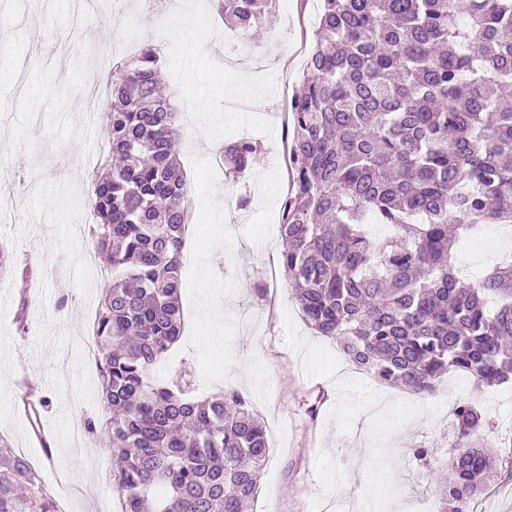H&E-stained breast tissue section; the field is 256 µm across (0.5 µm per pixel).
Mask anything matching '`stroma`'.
I'll list each match as a JSON object with an SVG mask.
<instances>
[{
  "mask_svg": "<svg viewBox=\"0 0 512 512\" xmlns=\"http://www.w3.org/2000/svg\"><path fill=\"white\" fill-rule=\"evenodd\" d=\"M123 24L96 20L92 0H0V437L28 457L60 512H117L112 453L73 434L103 415L100 375L84 364L105 277L95 254L89 175L105 148L100 112L113 62L159 52L175 97L189 226L183 332L156 378L186 382L190 396L241 391L267 426L269 458L254 507L261 512H435L438 466L449 454L452 409L476 404L484 437L506 473L473 512H512V382L477 387L463 374L435 391L383 393L336 344L303 321L278 268L280 202L289 186L283 102L305 79L321 0H278L261 31L242 38L215 0H122ZM261 145L234 178L215 167L226 142ZM250 204L238 209L239 196ZM485 247L458 240L456 261L478 279L512 254V237L484 228ZM276 283L275 294L253 291ZM46 398L38 425L24 400ZM316 415H309L310 406ZM425 446L427 456L415 455ZM388 488L378 497V484Z\"/></svg>",
  "mask_w": 512,
  "mask_h": 512,
  "instance_id": "stroma-1",
  "label": "stroma"
}]
</instances>
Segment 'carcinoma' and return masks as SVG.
Masks as SVG:
<instances>
[{"label":"carcinoma","mask_w":512,"mask_h":512,"mask_svg":"<svg viewBox=\"0 0 512 512\" xmlns=\"http://www.w3.org/2000/svg\"><path fill=\"white\" fill-rule=\"evenodd\" d=\"M274 0H217L253 33ZM317 40L289 107L292 189L279 263L300 312L378 383L421 394L446 374L512 381V263L473 282L455 240L512 224V0H322ZM161 61L112 76L108 157L89 189L110 268L95 339L110 417L85 421L112 450L121 512H246L269 455L265 422L237 390L197 400L153 376L182 331L186 179ZM258 145L224 146L248 172ZM438 512H468L495 477L486 419L453 409ZM0 512H58L31 463L0 438Z\"/></svg>","instance_id":"obj_1"}]
</instances>
